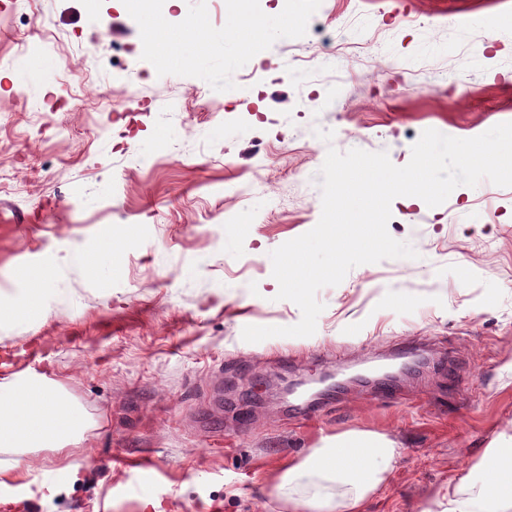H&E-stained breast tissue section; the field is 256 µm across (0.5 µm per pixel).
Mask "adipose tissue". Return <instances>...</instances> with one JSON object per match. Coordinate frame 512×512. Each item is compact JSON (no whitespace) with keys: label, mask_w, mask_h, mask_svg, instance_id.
I'll return each mask as SVG.
<instances>
[{"label":"adipose tissue","mask_w":512,"mask_h":512,"mask_svg":"<svg viewBox=\"0 0 512 512\" xmlns=\"http://www.w3.org/2000/svg\"><path fill=\"white\" fill-rule=\"evenodd\" d=\"M89 428L82 409L54 380L23 374L0 382V448L11 454L0 462V487L24 480L17 456L34 448L68 452L85 440ZM397 456L393 442L378 433L340 434L329 446L289 463L277 489L288 494V512H363ZM477 470L478 477H463L439 491V512H502L512 503V435L487 449Z\"/></svg>","instance_id":"obj_1"}]
</instances>
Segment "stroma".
Wrapping results in <instances>:
<instances>
[{
  "instance_id": "35a3bbf8",
  "label": "stroma",
  "mask_w": 512,
  "mask_h": 512,
  "mask_svg": "<svg viewBox=\"0 0 512 512\" xmlns=\"http://www.w3.org/2000/svg\"><path fill=\"white\" fill-rule=\"evenodd\" d=\"M9 14L0 302L28 287L16 269L52 276L40 316L0 320V351L39 342L41 367L24 360L20 373L58 381L91 428L69 453L21 456L41 490L1 489L0 512H287L284 463L358 431L400 450L365 512H428L512 430V187L460 186L434 208L394 199L388 232L416 258L320 289L312 336L242 338L301 318L277 297L270 253L319 221L310 187L329 149L403 166L425 130L472 138L512 122V21L497 23L493 0H371L363 14L357 0H322L327 30L373 53L299 79L297 57L316 47L283 38L244 67L258 92L230 94L158 76L121 0H35L28 12L0 0ZM24 42L40 49L16 58ZM123 234L111 268L63 261L74 248L99 259ZM414 336L427 364L404 394L354 385L304 420L317 379L408 362Z\"/></svg>"
}]
</instances>
